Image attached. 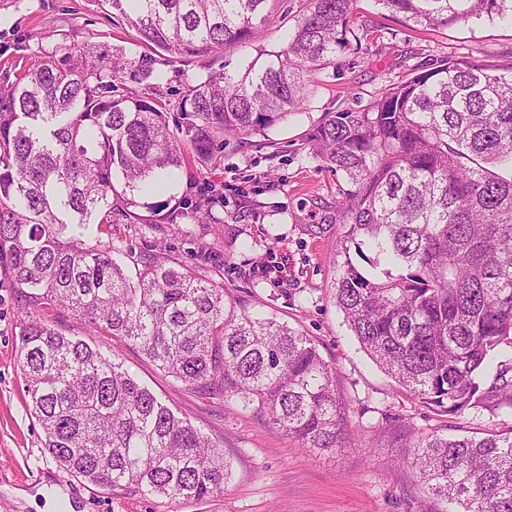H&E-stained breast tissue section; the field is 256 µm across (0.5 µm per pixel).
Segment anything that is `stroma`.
<instances>
[{"mask_svg": "<svg viewBox=\"0 0 512 512\" xmlns=\"http://www.w3.org/2000/svg\"><path fill=\"white\" fill-rule=\"evenodd\" d=\"M275 19L249 44L209 60L180 63L156 52L155 92L166 101L169 127L180 134L179 101L208 67L235 70L262 48L280 49L304 0H269ZM367 38L338 47L332 63L308 84L300 111L248 136L227 139L214 164L189 162L165 191L136 199L135 219L112 213L102 241L120 250L127 267L142 252L167 251L221 280L244 308L288 323L312 340L336 373L348 408L351 445L310 450L256 412L203 395L160 373L133 346L113 341L125 368L223 447L232 477L223 492L188 502L145 498L65 477L45 447L19 367L21 294L0 271V512H68L73 488L89 487L82 512H452L433 498L406 458L412 437L481 436L512 430V410L472 408L455 415L398 386L349 330L333 300L343 226L336 198L346 189L312 153L309 141L328 113L362 110L387 85L431 59L452 55L512 69V25L473 19L452 28L413 27L389 17L377 0H358ZM78 44L105 54L136 57L144 48L107 0H0V87L31 58ZM219 194L213 224L190 217L167 223L172 198L201 201ZM310 224H327L311 235Z\"/></svg>", "mask_w": 512, "mask_h": 512, "instance_id": "35a3bbf8", "label": "stroma"}]
</instances>
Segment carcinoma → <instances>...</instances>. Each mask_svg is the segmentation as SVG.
Segmentation results:
<instances>
[{
  "mask_svg": "<svg viewBox=\"0 0 512 512\" xmlns=\"http://www.w3.org/2000/svg\"><path fill=\"white\" fill-rule=\"evenodd\" d=\"M140 42L182 62L253 40L268 0H110ZM285 47L230 72L210 69L180 102L183 141L151 88L154 56L79 45L37 56L0 90V263L23 290L20 370L60 469L143 497L198 501L224 491V451L107 355L117 338L164 375L266 414L303 448L347 447V406L311 339L251 315L224 286L170 255L130 273L112 246L118 200L159 190L185 163L217 162L224 135H248L303 104L308 77L359 39L357 0H307ZM414 25L512 19V0H378ZM312 150L351 189L340 200L342 262L331 288L361 348L424 402L457 414L512 409V379L477 375L512 349V70L443 56L369 107L331 112ZM219 198L195 203L215 223ZM361 257L362 267L353 260ZM68 312L86 340L47 319ZM409 459L457 512H512V431L421 437Z\"/></svg>",
  "mask_w": 512,
  "mask_h": 512,
  "instance_id": "obj_1",
  "label": "carcinoma"
}]
</instances>
